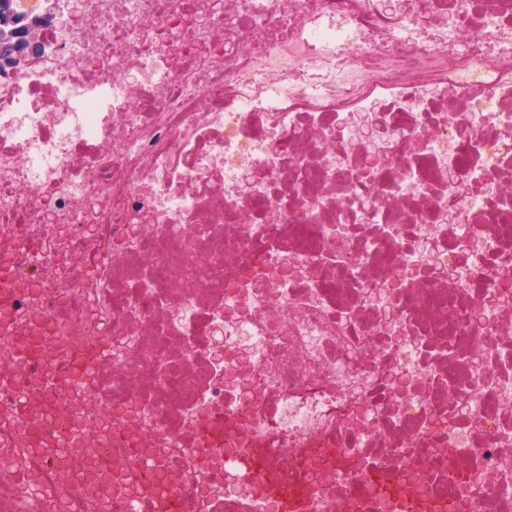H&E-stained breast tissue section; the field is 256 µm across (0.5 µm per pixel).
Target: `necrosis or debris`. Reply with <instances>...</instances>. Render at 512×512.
I'll list each match as a JSON object with an SVG mask.
<instances>
[{
	"mask_svg": "<svg viewBox=\"0 0 512 512\" xmlns=\"http://www.w3.org/2000/svg\"><path fill=\"white\" fill-rule=\"evenodd\" d=\"M2 272L0 447L111 445L0 512H512V0H87L0 66Z\"/></svg>",
	"mask_w": 512,
	"mask_h": 512,
	"instance_id": "4bbe7bcc",
	"label": "necrosis or debris"
}]
</instances>
